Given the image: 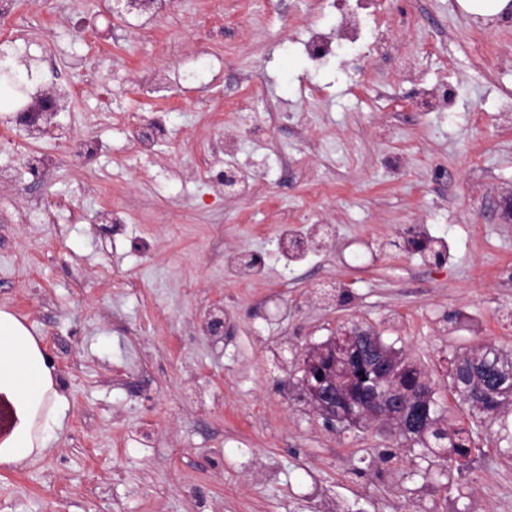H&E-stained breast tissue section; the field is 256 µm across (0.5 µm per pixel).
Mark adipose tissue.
Returning <instances> with one entry per match:
<instances>
[{
  "mask_svg": "<svg viewBox=\"0 0 512 512\" xmlns=\"http://www.w3.org/2000/svg\"><path fill=\"white\" fill-rule=\"evenodd\" d=\"M68 403L59 394L39 342L14 314L0 309V466L44 457L62 429Z\"/></svg>",
  "mask_w": 512,
  "mask_h": 512,
  "instance_id": "1",
  "label": "adipose tissue"
}]
</instances>
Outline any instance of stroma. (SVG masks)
I'll use <instances>...</instances> for the list:
<instances>
[{"mask_svg":"<svg viewBox=\"0 0 512 512\" xmlns=\"http://www.w3.org/2000/svg\"><path fill=\"white\" fill-rule=\"evenodd\" d=\"M463 2L373 0L361 41L318 65L304 42L335 32L327 0H165L133 20L109 0H14L0 46L83 93L36 139L0 106V307L69 404L50 454L0 469V512H512V410L474 421L449 391L456 355L512 354V27L502 2ZM443 87L453 109L421 102ZM133 118L164 123L152 152ZM222 139L251 190L203 166ZM33 151L58 155L48 180ZM113 207L114 229L98 222ZM407 224L442 261L408 248ZM357 325L474 429L449 488L415 475L394 430L328 427L282 390Z\"/></svg>","mask_w":512,"mask_h":512,"instance_id":"35a3bbf8","label":"stroma"}]
</instances>
